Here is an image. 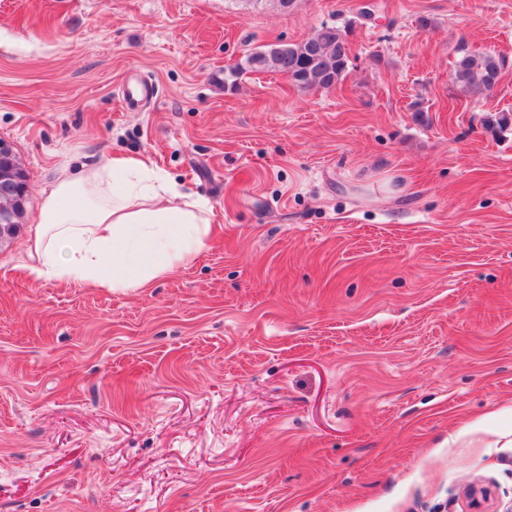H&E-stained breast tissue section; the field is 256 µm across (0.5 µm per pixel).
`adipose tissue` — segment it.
I'll list each match as a JSON object with an SVG mask.
<instances>
[{"label":"adipose tissue","mask_w":512,"mask_h":512,"mask_svg":"<svg viewBox=\"0 0 512 512\" xmlns=\"http://www.w3.org/2000/svg\"><path fill=\"white\" fill-rule=\"evenodd\" d=\"M211 232L206 202L143 155L65 168L29 241L37 280L143 288L193 260Z\"/></svg>","instance_id":"1"}]
</instances>
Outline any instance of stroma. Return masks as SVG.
Here are the masks:
<instances>
[{
	"label": "stroma",
	"mask_w": 512,
	"mask_h": 512,
	"mask_svg": "<svg viewBox=\"0 0 512 512\" xmlns=\"http://www.w3.org/2000/svg\"><path fill=\"white\" fill-rule=\"evenodd\" d=\"M324 24L353 29L336 88L223 84ZM464 51L506 57L493 92L453 81ZM502 112L512 0H0V138L27 173L0 244V512H474L473 485L504 512ZM116 154L208 202L205 248L145 288L32 281L43 190Z\"/></svg>",
	"instance_id": "stroma-1"
}]
</instances>
